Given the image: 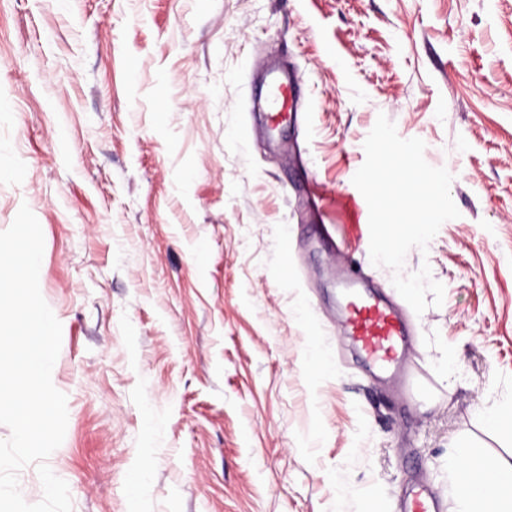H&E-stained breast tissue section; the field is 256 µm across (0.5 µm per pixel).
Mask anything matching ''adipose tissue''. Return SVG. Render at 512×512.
Here are the masks:
<instances>
[{"mask_svg": "<svg viewBox=\"0 0 512 512\" xmlns=\"http://www.w3.org/2000/svg\"><path fill=\"white\" fill-rule=\"evenodd\" d=\"M473 481L472 490H459L460 512H512V467L483 449H470L457 466Z\"/></svg>", "mask_w": 512, "mask_h": 512, "instance_id": "obj_1", "label": "adipose tissue"}]
</instances>
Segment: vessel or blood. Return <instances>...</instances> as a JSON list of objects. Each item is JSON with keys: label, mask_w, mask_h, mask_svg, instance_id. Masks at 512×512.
Segmentation results:
<instances>
[{"label": "vessel or blood", "mask_w": 512, "mask_h": 512, "mask_svg": "<svg viewBox=\"0 0 512 512\" xmlns=\"http://www.w3.org/2000/svg\"><path fill=\"white\" fill-rule=\"evenodd\" d=\"M294 107L292 85L276 84L272 101L273 122L288 119ZM345 320L350 337L356 341L370 365L384 372L398 368L410 329L391 305L374 295L361 294L348 304Z\"/></svg>", "instance_id": "b4317fda"}]
</instances>
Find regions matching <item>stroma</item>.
I'll return each instance as SVG.
<instances>
[{
	"instance_id": "1",
	"label": "stroma",
	"mask_w": 512,
	"mask_h": 512,
	"mask_svg": "<svg viewBox=\"0 0 512 512\" xmlns=\"http://www.w3.org/2000/svg\"><path fill=\"white\" fill-rule=\"evenodd\" d=\"M304 123H266L267 73ZM453 176L412 393L362 361L336 269L391 299L352 178L378 115ZM250 136H243V126ZM28 205L72 512H366L512 464V0H0V231ZM206 265H198L197 252ZM334 369L315 370L313 349Z\"/></svg>"
}]
</instances>
